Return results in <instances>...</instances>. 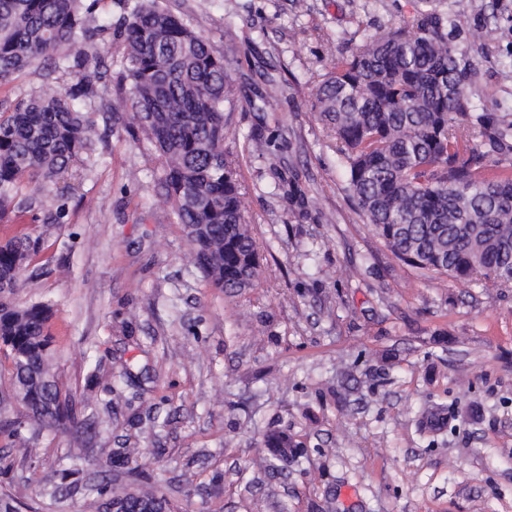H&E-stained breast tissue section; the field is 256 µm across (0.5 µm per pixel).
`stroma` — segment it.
<instances>
[{
    "label": "stroma",
    "instance_id": "1",
    "mask_svg": "<svg viewBox=\"0 0 512 512\" xmlns=\"http://www.w3.org/2000/svg\"><path fill=\"white\" fill-rule=\"evenodd\" d=\"M225 52L237 75L224 152L238 166L245 216L260 246L257 285L235 299L187 263L144 130L112 118L0 238L42 237L43 274L18 302L51 300L58 381L88 429L83 443L41 433L34 463L0 436V490L20 512H86L82 495L49 493L65 453L89 484L157 482L175 512H512V284L421 274L364 223L336 140L310 110L318 77L366 30L406 18L414 0H161ZM479 75L485 111L512 114V0H442ZM107 30L94 45L127 90L118 0H97ZM481 28L488 36L472 42ZM287 84L264 112L251 85ZM301 173L296 197L246 137L257 124ZM132 385L119 397L124 370ZM448 426L421 429L426 404ZM288 433L297 462L273 470L261 442ZM130 449L112 467L109 453Z\"/></svg>",
    "mask_w": 512,
    "mask_h": 512
}]
</instances>
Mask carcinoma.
I'll list each match as a JSON object with an SVG mask.
<instances>
[{"label":"carcinoma","mask_w":512,"mask_h":512,"mask_svg":"<svg viewBox=\"0 0 512 512\" xmlns=\"http://www.w3.org/2000/svg\"><path fill=\"white\" fill-rule=\"evenodd\" d=\"M123 11V105L143 126L161 159L157 194L182 225L192 263L227 297L254 286L260 263L246 220L236 164L224 155V111L236 80L226 56L158 0H120ZM88 0H0V89L44 60L74 82L33 91L0 107V224L33 203L29 188L51 182L99 139L92 112L102 111L104 31ZM456 20L441 0H416L412 22L367 35L318 80L311 111L336 138L348 189L371 231L403 264L422 273L512 283V169L490 157L512 154V120L478 111L471 87L477 67L448 39ZM250 153L273 155L272 139L254 133ZM40 238L0 239V346L17 361L13 393L23 411L0 434L38 458L27 427L80 440L82 423L62 393L51 354L49 302L19 306L10 295L37 277ZM262 444H294L271 432ZM83 457H69L61 483L83 488ZM120 489L88 496L109 512ZM172 509L149 486L127 502Z\"/></svg>","instance_id":"1"}]
</instances>
